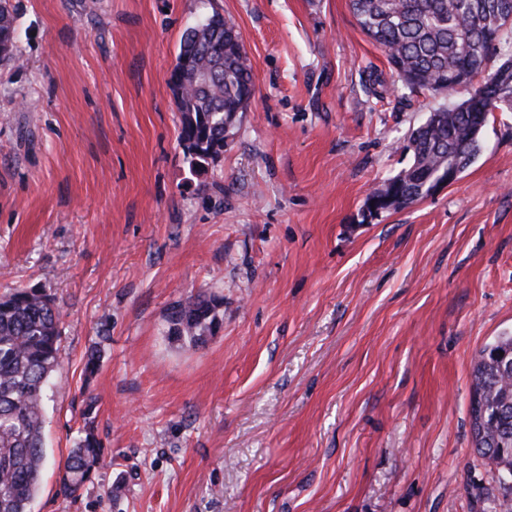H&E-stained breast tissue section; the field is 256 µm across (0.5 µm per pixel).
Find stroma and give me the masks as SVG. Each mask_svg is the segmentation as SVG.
Listing matches in <instances>:
<instances>
[{"instance_id": "stroma-1", "label": "stroma", "mask_w": 512, "mask_h": 512, "mask_svg": "<svg viewBox=\"0 0 512 512\" xmlns=\"http://www.w3.org/2000/svg\"><path fill=\"white\" fill-rule=\"evenodd\" d=\"M11 3L0 295L63 311L32 512H482L472 371L512 333V112L451 185L375 214L452 97L394 88L349 0ZM215 13L256 93L195 175L169 77ZM200 293L220 328L171 342ZM88 421L106 463L67 497L58 464Z\"/></svg>"}]
</instances>
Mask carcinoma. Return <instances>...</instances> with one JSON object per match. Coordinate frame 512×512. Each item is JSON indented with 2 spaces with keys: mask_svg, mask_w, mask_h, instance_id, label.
I'll use <instances>...</instances> for the list:
<instances>
[{
  "mask_svg": "<svg viewBox=\"0 0 512 512\" xmlns=\"http://www.w3.org/2000/svg\"><path fill=\"white\" fill-rule=\"evenodd\" d=\"M360 29L386 54L397 78L413 91L465 92L466 107L434 110L405 150L412 164L372 193L382 209H399L432 195L451 168L464 171L480 150L489 101L512 112V55L498 67L491 55L512 36V0H350ZM15 11L0 0V63H18ZM181 114L180 140L189 169L203 172L224 152V133L246 111L255 81L232 20L189 28L171 72ZM214 298L190 296L173 307L169 338L203 345L220 327ZM62 310L51 295L15 288L0 297V512H31L49 460L43 435L51 379L60 365ZM473 389L486 413H470L474 451L495 471L512 470V333L480 350ZM59 465V491L75 495L103 462L90 423Z\"/></svg>",
  "mask_w": 512,
  "mask_h": 512,
  "instance_id": "obj_1",
  "label": "carcinoma"
}]
</instances>
